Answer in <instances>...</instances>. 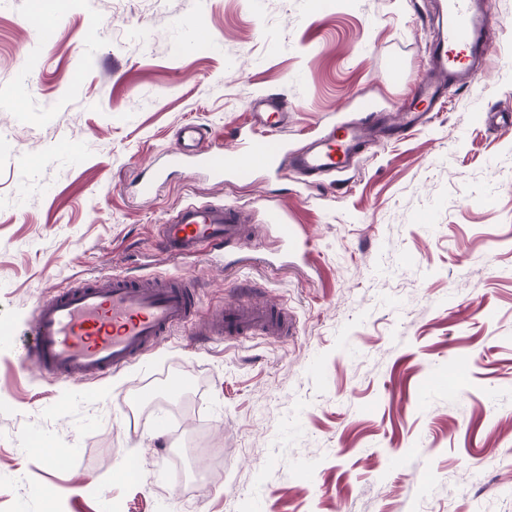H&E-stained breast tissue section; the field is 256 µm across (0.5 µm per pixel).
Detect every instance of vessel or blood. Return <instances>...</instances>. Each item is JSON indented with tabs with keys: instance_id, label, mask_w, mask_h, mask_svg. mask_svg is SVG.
<instances>
[{
	"instance_id": "b4317fda",
	"label": "vessel or blood",
	"mask_w": 512,
	"mask_h": 512,
	"mask_svg": "<svg viewBox=\"0 0 512 512\" xmlns=\"http://www.w3.org/2000/svg\"><path fill=\"white\" fill-rule=\"evenodd\" d=\"M439 27L429 67L388 123L372 101L361 100L360 119L329 125L308 147L289 150L278 131L288 117V102L266 97L254 128L239 147L199 153V127L184 126L171 153L173 162L193 157L216 177L248 182L259 172L290 166L307 177L341 176L356 165L370 145L392 134L428 123L449 88L462 86L484 72L488 20L479 0H439ZM59 15L46 8L37 21L42 44L54 38ZM242 207L224 203H188L162 226L160 246L175 257L193 255L207 246H231L245 236ZM192 325L194 341H227L261 334L291 336L294 319L287 306L261 305L249 297L202 309L196 284L188 278L132 276L115 272L76 282L40 301L31 324L32 341L24 358L56 379H101L156 350L172 329Z\"/></svg>"
}]
</instances>
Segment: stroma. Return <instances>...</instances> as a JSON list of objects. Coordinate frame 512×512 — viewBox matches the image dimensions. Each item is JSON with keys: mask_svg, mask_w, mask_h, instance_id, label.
Listing matches in <instances>:
<instances>
[{"mask_svg": "<svg viewBox=\"0 0 512 512\" xmlns=\"http://www.w3.org/2000/svg\"><path fill=\"white\" fill-rule=\"evenodd\" d=\"M38 6L0 0V512H512V128L478 120L512 113V0H485V73L346 183H222L169 152L187 123L234 149L267 95L288 101L292 150L360 99L395 115L428 68L430 0H61L46 48ZM202 201L251 210L241 246L165 253L161 224ZM114 270L188 277L207 307L248 284L296 330L178 329L92 382L25 365L38 300ZM175 367L194 390L158 393Z\"/></svg>", "mask_w": 512, "mask_h": 512, "instance_id": "1", "label": "stroma"}]
</instances>
